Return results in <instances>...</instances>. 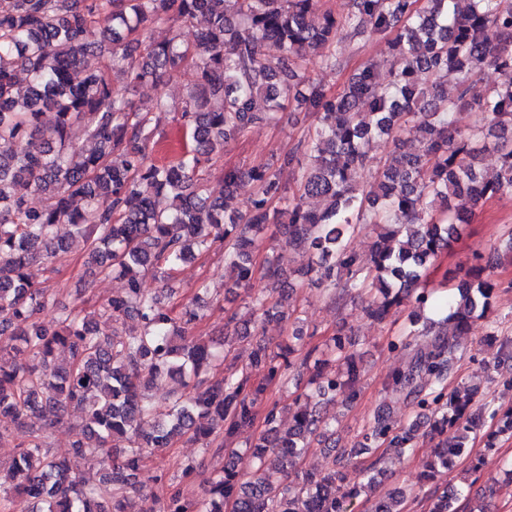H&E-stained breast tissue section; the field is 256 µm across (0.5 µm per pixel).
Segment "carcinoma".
I'll list each match as a JSON object with an SVG mask.
<instances>
[{"label":"carcinoma","instance_id":"1","mask_svg":"<svg viewBox=\"0 0 512 512\" xmlns=\"http://www.w3.org/2000/svg\"><path fill=\"white\" fill-rule=\"evenodd\" d=\"M310 2L0 0V335L14 341L0 352V418L27 429L0 474V500L24 498L36 504L34 512H224L227 502L234 512H350L355 499L381 484L385 462L402 463L421 438L436 441L421 476L426 484L471 454L477 430L490 426L488 450L512 437V405L488 413L478 387L455 382L458 337L489 318L501 287L490 262L476 254L474 264L448 273L454 287H422L473 209L512 198V0H425L419 8L416 0H351L347 13L317 18ZM197 18L203 28L193 45L145 36ZM341 31L387 38L389 56L364 63L331 95L310 76V56L322 68H341ZM89 55L103 61L91 65ZM186 68L196 81L178 109L163 98L138 109L112 83H159ZM489 68L500 83L471 99L473 79ZM291 99L315 114L317 125L270 163L224 167V196L211 197L205 174L224 146L275 119ZM461 109L478 114L467 132L454 127ZM47 112L54 114L49 129L41 121ZM170 113L187 145L160 162L154 137ZM376 137L394 149L361 186L354 174ZM21 139L33 147L16 153ZM486 153L499 162L489 179L481 170ZM284 168L299 172L293 189L280 182ZM37 191L46 195L41 208L28 201ZM242 192L251 195L246 213L230 209ZM270 224L301 250L300 274L329 284L334 302L362 283L369 287L362 312L373 322L415 305L409 335L424 341L390 342L408 360L385 388L405 393L416 417L405 425L374 415L361 448L383 453L366 481L351 487L334 465L320 473L301 468L314 436L329 428L322 406L352 402L359 392L360 369L343 331L327 349L304 353L258 340L248 365H227L225 352L192 335L203 318L199 299L176 314L165 287H143L147 274L169 284L182 265L217 246L235 275L230 288L245 289ZM364 224L379 229L367 268L349 247ZM62 225L81 239L88 264L124 280L99 315L117 324L134 319L135 329L103 331L80 305L54 329L42 324L52 295L32 281L29 267L38 260L52 266L68 253ZM264 275L287 288L278 257L267 259ZM251 303L256 321L286 317L263 294ZM60 349L68 352L63 365L56 363ZM304 373L313 392L288 408L282 434V411L265 395ZM167 378L178 388L162 409L140 386ZM71 406L83 413V438L58 457L47 431ZM260 418L264 430L246 447L255 460L251 475L226 464L195 495L177 484L163 499L143 496L154 451L189 435L230 459L240 453L235 438ZM100 454L111 457L110 469L86 476ZM407 499L403 488L387 490L372 512H405ZM425 499L427 512H490L453 487L430 488Z\"/></svg>","mask_w":512,"mask_h":512}]
</instances>
